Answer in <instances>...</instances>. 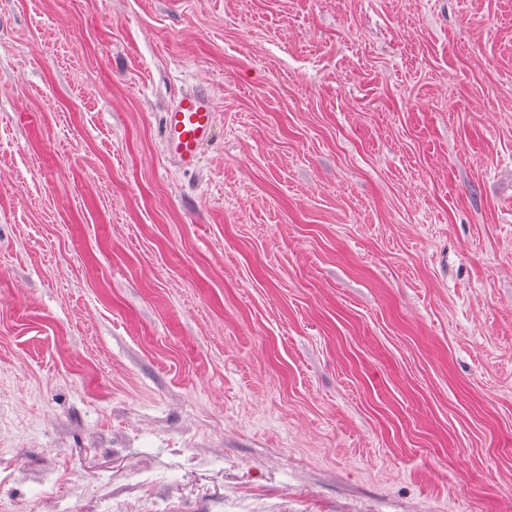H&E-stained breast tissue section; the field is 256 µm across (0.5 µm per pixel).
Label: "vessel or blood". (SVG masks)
Returning <instances> with one entry per match:
<instances>
[{
    "mask_svg": "<svg viewBox=\"0 0 512 512\" xmlns=\"http://www.w3.org/2000/svg\"><path fill=\"white\" fill-rule=\"evenodd\" d=\"M215 107L202 89L183 91L165 115L164 146L169 158L184 169L200 165L205 148L213 139Z\"/></svg>",
    "mask_w": 512,
    "mask_h": 512,
    "instance_id": "vessel-or-blood-1",
    "label": "vessel or blood"
}]
</instances>
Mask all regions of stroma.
I'll list each match as a JSON object with an SVG mask.
<instances>
[{
	"mask_svg": "<svg viewBox=\"0 0 512 512\" xmlns=\"http://www.w3.org/2000/svg\"><path fill=\"white\" fill-rule=\"evenodd\" d=\"M54 495L512 512V0H0V512ZM215 107L210 94L191 89L178 95L165 115L164 146L169 158L184 169H195L213 139Z\"/></svg>",
	"mask_w": 512,
	"mask_h": 512,
	"instance_id": "35a3bbf8",
	"label": "stroma"
}]
</instances>
